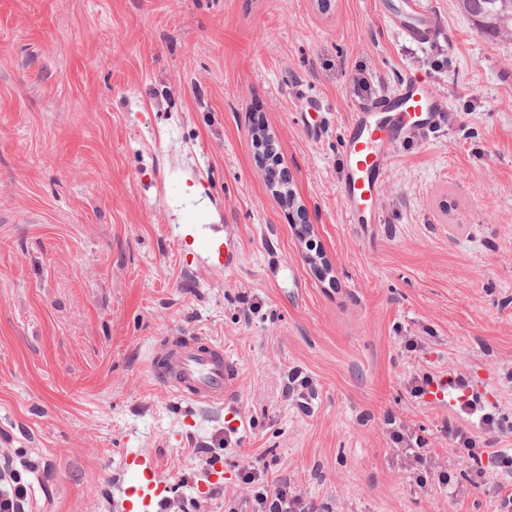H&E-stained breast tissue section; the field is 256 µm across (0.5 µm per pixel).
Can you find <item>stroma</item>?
Instances as JSON below:
<instances>
[{"label": "stroma", "mask_w": 512, "mask_h": 512, "mask_svg": "<svg viewBox=\"0 0 512 512\" xmlns=\"http://www.w3.org/2000/svg\"><path fill=\"white\" fill-rule=\"evenodd\" d=\"M404 2L0 0V454L29 476L31 512H113L131 448L172 483L171 512H194L215 465L209 512L251 496L252 467L316 512L512 498L494 461L512 452V41L428 0L440 31L419 46L384 21ZM410 77L446 117L391 146L377 223H350L347 128ZM255 118L328 271L266 187ZM196 208L206 234L236 225L234 271L185 262L175 229ZM166 336L223 342L237 428L154 382ZM292 368L317 384L310 413L283 393ZM423 373L449 380L447 401L413 395ZM464 397L503 420L478 463L444 434ZM389 415L453 487L413 483Z\"/></svg>", "instance_id": "stroma-1"}]
</instances>
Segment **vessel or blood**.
Masks as SVG:
<instances>
[{
  "label": "vessel or blood",
  "instance_id": "b4317fda",
  "mask_svg": "<svg viewBox=\"0 0 512 512\" xmlns=\"http://www.w3.org/2000/svg\"><path fill=\"white\" fill-rule=\"evenodd\" d=\"M418 43L431 41L439 28L418 0L397 25ZM446 98L423 80L409 79L391 93L360 108L348 127L345 168L340 182L344 213L349 220L373 214L381 177L391 145L409 128H430L442 123ZM211 264L234 270L238 265L237 240L232 231L198 245ZM152 377L175 396L199 404L228 405L238 384V370L227 358L222 343L199 336H167L150 362ZM126 480L119 512H165L172 487L159 476L156 463L127 452Z\"/></svg>",
  "mask_w": 512,
  "mask_h": 512
}]
</instances>
